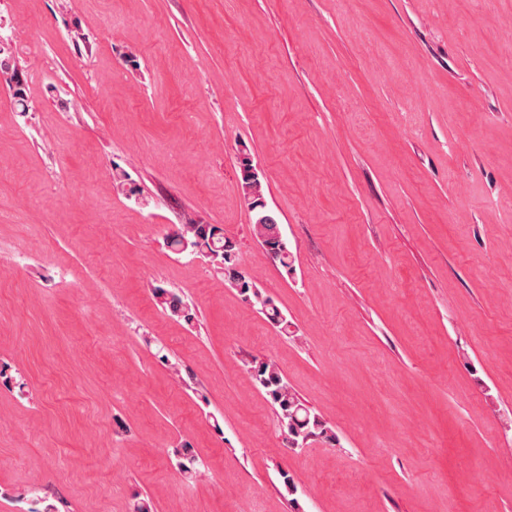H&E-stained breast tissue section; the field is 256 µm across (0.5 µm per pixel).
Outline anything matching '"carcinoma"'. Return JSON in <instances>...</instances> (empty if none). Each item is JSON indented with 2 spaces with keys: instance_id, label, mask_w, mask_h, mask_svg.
Returning <instances> with one entry per match:
<instances>
[{
  "instance_id": "carcinoma-1",
  "label": "carcinoma",
  "mask_w": 512,
  "mask_h": 512,
  "mask_svg": "<svg viewBox=\"0 0 512 512\" xmlns=\"http://www.w3.org/2000/svg\"><path fill=\"white\" fill-rule=\"evenodd\" d=\"M217 227H212L208 232H203L201 224H183L171 236L170 244L179 246L183 239H189L207 248L213 254L210 261L217 265L229 267L238 261L235 245L226 239L224 235H216ZM251 232L256 238L278 241L281 232L277 217L270 216L265 222L253 220ZM240 292L252 293L253 304L262 309V313L272 322L280 321L281 311L275 305H270L272 299L264 296L258 290H252V285L247 280L240 283ZM249 374L255 387L263 391L271 404L275 407L278 421L288 436L297 440L304 438H324L333 440L335 436L330 434L328 423L318 414L303 408V403L295 391L288 385L277 363L271 359L256 361L249 367ZM183 464L182 472L190 477L198 476L195 469L204 465V462L192 454L188 446L181 450Z\"/></svg>"
}]
</instances>
